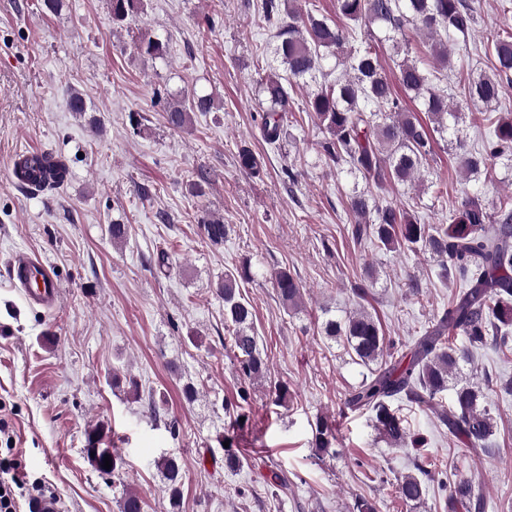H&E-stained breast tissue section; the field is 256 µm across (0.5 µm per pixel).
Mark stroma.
<instances>
[{
	"mask_svg": "<svg viewBox=\"0 0 512 512\" xmlns=\"http://www.w3.org/2000/svg\"><path fill=\"white\" fill-rule=\"evenodd\" d=\"M259 2L145 0L143 13L117 27L111 0H64L56 13L43 0H0V458L16 456L41 480L53 512H120L129 490L146 512H167L158 463L169 454L183 469L181 512H346L358 496L382 501L381 512H403L395 486L418 454L479 484L480 512H512V393L500 389L512 380L511 352L475 350L463 369L489 389L498 422L490 452L464 451L432 412L407 401L396 408L424 444L398 449L369 411L346 407L367 369L321 333L360 301L352 290L362 284L360 302L404 352L456 292L432 256L355 240L350 195L371 193L444 224L462 199L512 198V169L496 161L487 174L464 177L454 145L441 139L418 179L375 191L320 155L322 133L305 110L313 81H293L288 134L266 143L256 84L284 67ZM472 2L477 22L466 46L451 47L454 71L441 73L424 39L413 41L412 55L450 83L465 146L477 151L493 120L512 118V86L482 113L468 105L465 88L473 73L491 68L492 45L512 11L503 0ZM144 36L167 42L165 59L138 53ZM74 89L86 116L69 109ZM160 91L186 105L207 94L214 105L175 129ZM33 149L67 161L70 174L56 191L13 183L14 155ZM244 149L264 158L263 176L240 168ZM196 172L207 175L198 190ZM203 214L232 225L220 248L202 240L195 218ZM115 223L128 228L118 244L109 232ZM19 251L51 271L61 290L55 311L30 306L15 285L10 263ZM245 258L252 278L243 293L270 362L267 378L250 383L224 347L216 293L225 271ZM282 268L303 291L299 310L277 296L273 275ZM188 383L198 390L191 402L182 394ZM279 384L291 393L281 406L270 396ZM243 388L251 399L241 419L225 405ZM153 397L163 402L154 416ZM322 416L335 427L336 453L319 458L313 443ZM99 426L123 459L107 480L86 456L87 436ZM223 436L245 460L239 471L224 467ZM278 474L287 487L275 486Z\"/></svg>",
	"mask_w": 512,
	"mask_h": 512,
	"instance_id": "35a3bbf8",
	"label": "stroma"
}]
</instances>
